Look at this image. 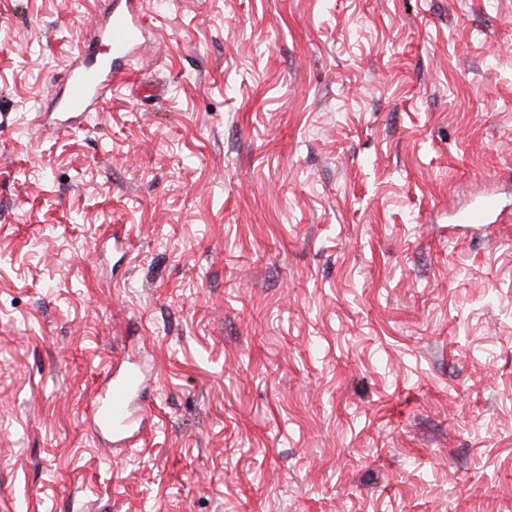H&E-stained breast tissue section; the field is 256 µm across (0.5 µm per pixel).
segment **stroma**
<instances>
[{
	"label": "stroma",
	"instance_id": "1",
	"mask_svg": "<svg viewBox=\"0 0 512 512\" xmlns=\"http://www.w3.org/2000/svg\"><path fill=\"white\" fill-rule=\"evenodd\" d=\"M144 2L53 128L107 0H0V504L512 512V0ZM119 0L109 1L101 20L84 37V54L70 66L56 112L67 120L86 118L96 112L97 103L111 90L112 84L125 79V66L138 52L145 39V15L142 2L134 6ZM146 385V373L138 366L115 371L109 385L94 396L91 407L94 427L112 433L113 439L122 443L134 437V398Z\"/></svg>",
	"mask_w": 512,
	"mask_h": 512
}]
</instances>
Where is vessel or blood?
<instances>
[{"label": "vessel or blood", "mask_w": 512, "mask_h": 512, "mask_svg": "<svg viewBox=\"0 0 512 512\" xmlns=\"http://www.w3.org/2000/svg\"><path fill=\"white\" fill-rule=\"evenodd\" d=\"M145 15L141 6L128 0H111L99 21L84 38L81 60L70 66L62 95L55 109L70 119L95 111L97 103L115 82L125 79V67L145 38ZM147 385L144 370L127 366L112 374L110 383L92 402L91 419L120 442L133 436L134 399Z\"/></svg>", "instance_id": "b4317fda"}]
</instances>
